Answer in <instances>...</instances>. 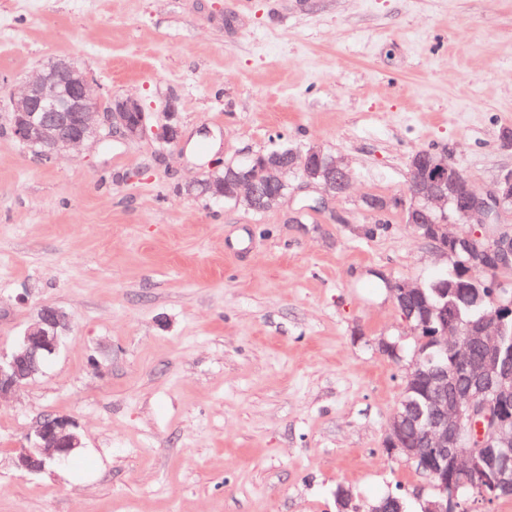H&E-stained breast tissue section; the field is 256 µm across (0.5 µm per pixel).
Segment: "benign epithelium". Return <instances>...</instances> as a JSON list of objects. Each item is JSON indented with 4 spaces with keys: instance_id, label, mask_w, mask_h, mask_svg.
<instances>
[{
    "instance_id": "benign-epithelium-1",
    "label": "benign epithelium",
    "mask_w": 512,
    "mask_h": 512,
    "mask_svg": "<svg viewBox=\"0 0 512 512\" xmlns=\"http://www.w3.org/2000/svg\"><path fill=\"white\" fill-rule=\"evenodd\" d=\"M11 131L23 146H41L52 157L77 149L100 137L141 139L153 134L162 147L179 144L181 131L175 120L177 107L167 105L168 122L155 128L141 102L132 97L113 101L103 112L91 94L87 71L60 60L51 64L25 91L10 102ZM295 152L258 154L255 164L243 166L235 176L212 173L200 183V194L222 199L247 210H269L280 204L290 185L288 175L296 172ZM308 163L300 175L304 183L324 189L335 197L349 192L353 175L344 159L311 146ZM411 203L400 202L403 221L427 229L433 253L446 258L462 247L470 261L494 274L491 307L479 321L460 325L455 307L444 301L429 307L438 319L432 329V343L420 340L405 379L414 383L429 372L433 396L427 410H417L408 402L395 410L387 428L385 447L417 466L433 485L436 495L422 512H449L456 489L468 483L480 464L489 465L496 488L512 494V427L500 416V406L512 399V357L501 351L503 300L512 292V226L500 217L512 208V169L499 174L492 192L483 196L470 179L444 153L420 150L410 159ZM364 211L376 218L388 211L393 199L363 198ZM468 219L478 218L474 238L460 240L449 224L431 223L430 212L447 208ZM483 239V247L474 243ZM394 305L407 309L422 286L407 281L385 279ZM70 323L69 313L44 305L9 352L0 351V399L20 391L43 373L47 361L58 351L61 333ZM451 360L453 369L436 363ZM20 449L16 466L27 473H39L49 465L70 458L81 447L76 423L61 416L40 418Z\"/></svg>"
}]
</instances>
